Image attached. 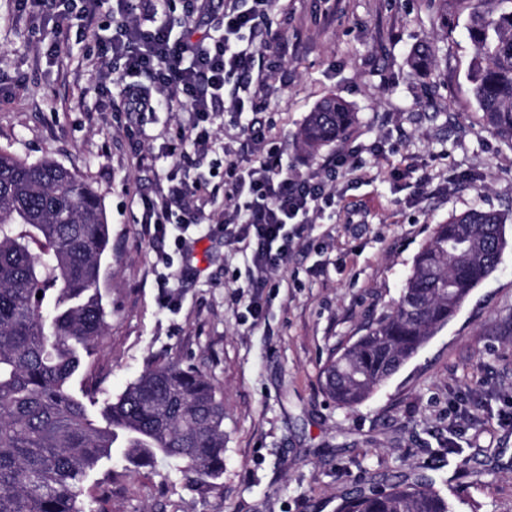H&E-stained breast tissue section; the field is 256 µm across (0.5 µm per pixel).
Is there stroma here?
<instances>
[{
	"label": "stroma",
	"instance_id": "35a3bbf8",
	"mask_svg": "<svg viewBox=\"0 0 512 512\" xmlns=\"http://www.w3.org/2000/svg\"><path fill=\"white\" fill-rule=\"evenodd\" d=\"M467 21L452 10L440 26L432 0H274L285 76L262 98L267 135L293 175L339 151L368 176L337 179L334 205L306 230L312 248L273 275L256 322L250 255L233 236L192 227L179 249L138 222L141 196L208 172L238 148V129L213 113L207 151L168 157L178 113L141 122L117 111V88L101 83L76 31L0 0V147L79 173L108 218L107 331L88 359L103 398L161 355L224 399L220 478L190 481L169 459L140 469L116 449L84 480L85 512H336L347 492L430 472L455 512H512V146L473 103ZM417 47L429 75L408 64ZM330 96L356 114L346 140L300 149V127ZM476 205L506 218L496 270L364 404L337 405L323 388L329 358L393 308L434 227Z\"/></svg>",
	"mask_w": 512,
	"mask_h": 512
}]
</instances>
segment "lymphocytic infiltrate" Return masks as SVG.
Listing matches in <instances>:
<instances>
[{"label":"lymphocytic infiltrate","instance_id":"1","mask_svg":"<svg viewBox=\"0 0 512 512\" xmlns=\"http://www.w3.org/2000/svg\"><path fill=\"white\" fill-rule=\"evenodd\" d=\"M60 17L76 14L93 19L107 11L112 35L97 40L83 28L78 36L96 40L99 54H112L124 68L116 84L126 111L150 114L178 110L189 122L178 125L176 140L206 148L212 138L207 126L211 113L227 112L241 128L246 141L238 157L224 164V187L234 202L221 229L235 236L251 253L248 306L253 316L262 312L261 290L272 271L287 268L288 260L306 240L304 224L310 223L329 193L320 175L298 177L282 163L283 153L270 140L253 114L255 97L261 96L277 70L280 49L266 34L271 0H198V11L222 7L223 33L218 38H193L190 27L174 31L162 20L170 0H54ZM242 87V96L225 100L230 82ZM211 180L198 173L170 181L166 190L141 199L140 222L144 232L162 240L169 233L192 224L207 223L197 201L211 193Z\"/></svg>","mask_w":512,"mask_h":512}]
</instances>
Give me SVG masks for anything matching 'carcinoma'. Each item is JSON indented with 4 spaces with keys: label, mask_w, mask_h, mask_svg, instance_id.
Returning a JSON list of instances; mask_svg holds the SVG:
<instances>
[{
    "label": "carcinoma",
    "mask_w": 512,
    "mask_h": 512,
    "mask_svg": "<svg viewBox=\"0 0 512 512\" xmlns=\"http://www.w3.org/2000/svg\"><path fill=\"white\" fill-rule=\"evenodd\" d=\"M468 13L471 95L512 146V0H455ZM356 122L336 97L307 116L301 144L338 143ZM109 227L101 199L60 163L0 149V512H84L86 475L121 444L200 481L224 473V399L200 371L156 358L93 416L71 379L104 336L98 284ZM501 215L472 208L433 229L395 307L324 368L328 396L356 407L450 321L496 268ZM42 297H37V294ZM337 512H453L416 476L346 494Z\"/></svg>",
    "instance_id": "obj_1"
}]
</instances>
